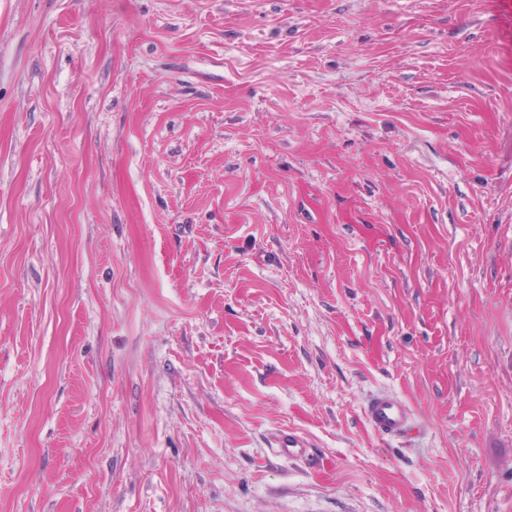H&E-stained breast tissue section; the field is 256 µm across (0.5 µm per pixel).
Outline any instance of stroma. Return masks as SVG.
Listing matches in <instances>:
<instances>
[{"instance_id": "stroma-1", "label": "stroma", "mask_w": 512, "mask_h": 512, "mask_svg": "<svg viewBox=\"0 0 512 512\" xmlns=\"http://www.w3.org/2000/svg\"><path fill=\"white\" fill-rule=\"evenodd\" d=\"M0 512H512V0H0ZM372 427L383 436H400L412 425L408 406L397 396H378L369 401L365 409Z\"/></svg>"}]
</instances>
